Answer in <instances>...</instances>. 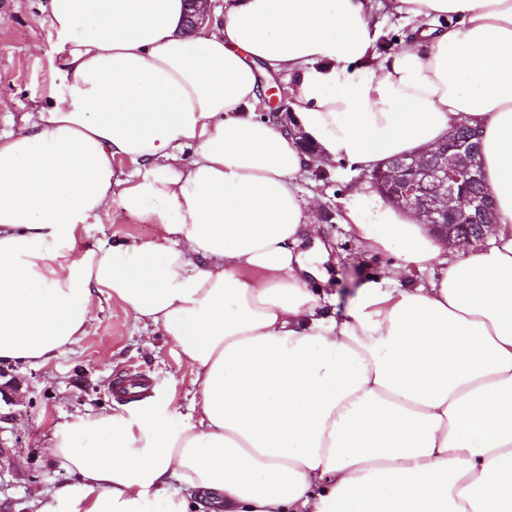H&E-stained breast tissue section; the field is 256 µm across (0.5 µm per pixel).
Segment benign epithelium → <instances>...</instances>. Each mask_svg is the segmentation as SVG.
<instances>
[{
  "instance_id": "obj_1",
  "label": "benign epithelium",
  "mask_w": 512,
  "mask_h": 512,
  "mask_svg": "<svg viewBox=\"0 0 512 512\" xmlns=\"http://www.w3.org/2000/svg\"><path fill=\"white\" fill-rule=\"evenodd\" d=\"M475 139L473 132L462 137L454 131L435 150L389 160L370 173V183L388 203L411 210L443 240L480 239L495 223V213L488 197L469 192L483 180ZM469 211L483 220L475 232L463 223Z\"/></svg>"
}]
</instances>
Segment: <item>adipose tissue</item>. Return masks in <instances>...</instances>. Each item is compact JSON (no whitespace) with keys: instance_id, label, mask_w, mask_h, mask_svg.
I'll list each match as a JSON object with an SVG mask.
<instances>
[{"instance_id":"adipose-tissue-1","label":"adipose tissue","mask_w":512,"mask_h":512,"mask_svg":"<svg viewBox=\"0 0 512 512\" xmlns=\"http://www.w3.org/2000/svg\"><path fill=\"white\" fill-rule=\"evenodd\" d=\"M50 8L53 100L0 133V362L78 344L102 295L169 336L194 396L183 426L167 400L56 422L35 512H512V0H393L413 36L383 56L372 0H224L192 33L184 0ZM277 74L316 156L256 114ZM463 117L486 242L449 250L355 189L342 224L397 261L330 314L300 249L312 161L372 170ZM151 202L152 237L78 249Z\"/></svg>"}]
</instances>
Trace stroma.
<instances>
[{
	"label": "stroma",
	"mask_w": 512,
	"mask_h": 512,
	"mask_svg": "<svg viewBox=\"0 0 512 512\" xmlns=\"http://www.w3.org/2000/svg\"><path fill=\"white\" fill-rule=\"evenodd\" d=\"M51 27L50 0H0V130L21 125L28 113L47 107L58 81L60 56ZM360 168L337 161L332 170L311 168L298 194L300 205L316 204L317 237L329 278L324 285L344 315L367 280L386 273L394 258L366 252L340 223V198L364 184ZM152 219L113 220L105 214L88 228L87 243L152 236ZM136 371L152 382L142 412L170 401L173 424L185 423L194 389L189 367L168 337L143 328L117 299L94 300L87 334L45 364H0L11 383L0 393V512H31V501L63 477L49 450L54 424L66 416L108 413L117 405L115 377Z\"/></svg>",
	"instance_id": "1"
}]
</instances>
